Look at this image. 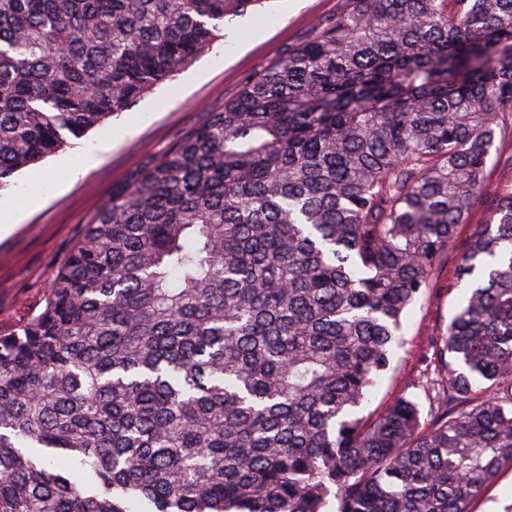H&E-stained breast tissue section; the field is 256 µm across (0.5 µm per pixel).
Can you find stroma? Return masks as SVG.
<instances>
[{
  "mask_svg": "<svg viewBox=\"0 0 512 512\" xmlns=\"http://www.w3.org/2000/svg\"><path fill=\"white\" fill-rule=\"evenodd\" d=\"M341 0H265L231 23L224 36L173 80L157 86L130 110L71 141L38 165L18 172L0 191V205L18 203L33 188L36 176L54 175L59 163L94 146L104 132L114 131L111 149L98 165L74 182L65 183L22 221L0 237V328L10 329L43 304L44 287L86 224L109 201L114 187L125 183L160 157L206 112L223 107L245 80L281 58L288 45L302 40L312 25L336 14ZM496 150L489 163L491 189L512 190V127L496 131ZM488 216L477 201L459 225L448 252L438 262L430 290L420 296L402 321V342L390 370L370 391L365 411L385 406L401 395L426 403L422 389L433 350L432 336L445 330L467 289L457 278L459 258L471 234Z\"/></svg>",
  "mask_w": 512,
  "mask_h": 512,
  "instance_id": "35a3bbf8",
  "label": "stroma"
}]
</instances>
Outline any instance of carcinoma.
<instances>
[{"label":"carcinoma","instance_id":"cac0c4a2","mask_svg":"<svg viewBox=\"0 0 512 512\" xmlns=\"http://www.w3.org/2000/svg\"><path fill=\"white\" fill-rule=\"evenodd\" d=\"M262 0H0V190ZM512 0H345L0 330V512H472L512 469ZM429 418L367 393L475 201ZM496 129L495 146L489 163V185L491 191L506 192L512 190V128L509 121ZM499 150L496 151V148Z\"/></svg>","mask_w":512,"mask_h":512}]
</instances>
